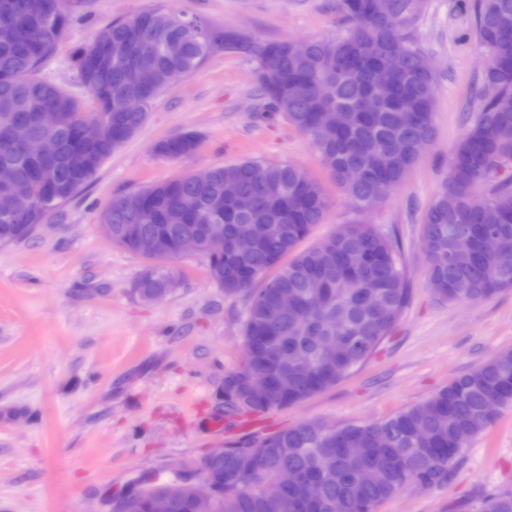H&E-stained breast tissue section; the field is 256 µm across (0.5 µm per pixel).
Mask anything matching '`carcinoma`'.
<instances>
[{
    "label": "carcinoma",
    "mask_w": 512,
    "mask_h": 512,
    "mask_svg": "<svg viewBox=\"0 0 512 512\" xmlns=\"http://www.w3.org/2000/svg\"><path fill=\"white\" fill-rule=\"evenodd\" d=\"M72 0H0V118L16 117L23 134L53 141L55 151L46 163L60 188L54 195L35 177V163L18 147L12 131L0 126V164L11 165L17 176L36 185L34 198L11 217L0 216V243L19 241L60 204L88 182L69 174V157L80 146L76 127L89 117L110 128L139 129L154 99L169 85L197 70L215 52L175 36V18L161 7L147 8L105 27L114 40H126L153 50L145 72L153 86L142 112H106L109 96L127 93L122 65H98L90 54L99 49L104 32L76 54L78 75L94 98L97 112L87 115L79 102L38 72L60 42L71 19ZM427 0H390L392 18L352 7L341 0L349 23L343 35L311 38L299 54L294 41L262 42L266 59L257 62L258 84L265 103L257 118L288 113V122L307 136L343 194L358 211L383 202L375 185L403 182L418 163V147L435 138L436 76L411 35L426 10ZM475 35L490 63L478 91L479 107L456 142L448 177L441 184L423 218L428 242L427 282L433 294L450 305L485 301L512 289V269L503 270L486 250L494 239L512 248V0H472ZM400 53L405 68L390 79L387 94L373 108L381 65ZM336 108L345 124L332 128L317 122L318 110ZM55 109L67 121L55 130L39 127L33 115ZM198 137L186 133L164 139L155 152L167 159L192 156ZM358 167L362 178L347 182L342 172ZM241 181L234 201H220L224 175ZM140 202L129 204L128 194L112 197L101 221L112 225V242L146 258L156 257L148 245L170 243L185 230L200 232L213 215L224 221V246L206 255L207 273L226 295L247 293L248 315L243 328L245 362L242 369L263 378L288 367L296 371L293 390L274 395L266 405L234 407L264 411L302 402L340 382L365 362L397 325L410 297L409 281L400 260L399 243L370 224H341L327 239L300 253L296 245L311 226L322 223L328 200L320 183L301 167L245 159L231 166L211 168L208 180L194 173L134 191ZM500 213L496 224L485 222V210ZM127 224L139 226V238L124 235ZM267 228L264 239L247 253L232 248L253 228ZM466 249L472 255L464 268L450 256ZM292 259L261 288L256 281L287 255ZM164 275L146 272L136 292L144 301L164 292ZM295 300L293 316L279 312L278 297ZM332 341L350 348L334 362L322 358ZM512 406V350L496 354L422 403L383 421L343 424L332 432L321 421L301 422L279 433L224 449L209 462L221 492L211 512H374L376 506L410 484L439 486L464 448L496 418L489 411ZM347 446L363 449L358 457L342 454ZM287 467L312 479L321 498L309 502L301 486L277 498L263 493V485ZM237 480L224 485V476ZM150 488L125 498L123 512H145ZM480 512H512V491L483 497Z\"/></svg>",
    "instance_id": "obj_1"
}]
</instances>
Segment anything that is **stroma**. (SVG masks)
<instances>
[{"mask_svg": "<svg viewBox=\"0 0 512 512\" xmlns=\"http://www.w3.org/2000/svg\"><path fill=\"white\" fill-rule=\"evenodd\" d=\"M465 0H427L415 38L436 75V137L404 182L376 209L355 211L311 141L263 107L255 60L219 51L166 89L146 122L80 193L18 243L0 244V512H105V503L196 472L213 449L305 420L377 422L432 397L496 353L512 349V289L478 303L440 302L426 281L421 218L448 175L451 150L472 121L473 88L489 64ZM340 0H79L41 72L79 99L74 52L100 29L148 7L263 40L336 35ZM192 132L194 155L170 160L155 144ZM247 158L290 162L322 185L323 223L309 248L338 225L362 222L398 234L411 297L390 336L336 386L241 427L224 404V380L245 359L248 301L207 275L203 255L148 260L112 244L98 224L109 200L184 173ZM173 277L145 303L134 285L149 270ZM230 426L215 436L209 421ZM512 490V408L464 449L442 486H410L375 512H477L482 495Z\"/></svg>", "mask_w": 512, "mask_h": 512, "instance_id": "35a3bbf8", "label": "stroma"}]
</instances>
